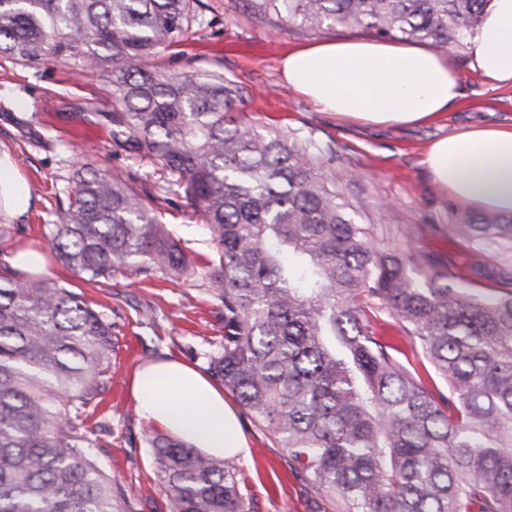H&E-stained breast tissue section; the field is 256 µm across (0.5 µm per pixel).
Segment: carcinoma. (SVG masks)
<instances>
[{"mask_svg": "<svg viewBox=\"0 0 512 512\" xmlns=\"http://www.w3.org/2000/svg\"><path fill=\"white\" fill-rule=\"evenodd\" d=\"M318 32L352 28L441 50L464 45L487 0H246ZM204 0H0V59L107 78L112 143L177 177L216 245L208 279L224 311L207 372L337 512H512V269L455 288L452 263L392 230L357 224L321 147L248 122L224 73L160 68ZM136 177L83 162L49 238L94 284L135 266L170 275L189 258ZM452 232L512 242L481 217ZM397 322L409 352L377 335ZM112 323L99 304L0 266V512H114L85 425L106 389ZM169 512H251L236 475L178 439H154Z\"/></svg>", "mask_w": 512, "mask_h": 512, "instance_id": "carcinoma-1", "label": "carcinoma"}]
</instances>
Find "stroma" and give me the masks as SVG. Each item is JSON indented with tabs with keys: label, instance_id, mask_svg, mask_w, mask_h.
Returning <instances> with one entry per match:
<instances>
[{
	"label": "stroma",
	"instance_id": "1",
	"mask_svg": "<svg viewBox=\"0 0 512 512\" xmlns=\"http://www.w3.org/2000/svg\"><path fill=\"white\" fill-rule=\"evenodd\" d=\"M213 26L178 38L159 59L177 70L209 68L220 62L226 77L244 90L243 109L264 130L312 135L331 145L342 163L336 187L366 203L360 221L417 224L418 245L456 262L462 286L486 284L494 267L473 271L471 251L449 230L473 212L461 208L435 184L423 162L427 146L462 127L512 123V86L489 87L470 67L467 48L453 51L462 95L436 120L420 125H369L318 111L282 81L280 60L287 51L317 40L359 38L357 30L332 28L311 33L280 17L252 20L244 0H207ZM107 84L97 74L73 75L50 62L32 69L0 60V153L13 160L34 205L23 216L0 214V263L19 247L48 248L61 202L77 169L76 158L91 151L96 167L109 174H135L168 231L192 265L178 276L113 273L91 285L57 261L47 274L60 284L98 301L112 324L111 385L88 407L92 453L112 480L117 512H169L157 477L151 444L158 427L139 412L132 393L135 371L172 356L206 371L224 334L216 290L204 277L215 253L204 224L189 208L174 177L154 174L149 159L112 144ZM249 446L248 458L230 457L229 469L242 479L252 512H336L335 503L307 486L280 448L242 407H235Z\"/></svg>",
	"mask_w": 512,
	"mask_h": 512
}]
</instances>
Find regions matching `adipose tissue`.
<instances>
[{
  "instance_id": "1",
  "label": "adipose tissue",
  "mask_w": 512,
  "mask_h": 512,
  "mask_svg": "<svg viewBox=\"0 0 512 512\" xmlns=\"http://www.w3.org/2000/svg\"><path fill=\"white\" fill-rule=\"evenodd\" d=\"M470 66L491 87L512 86V0H488L468 36ZM283 79L324 112L368 124L431 121L460 96L448 53L396 41L323 40L289 52ZM424 162L459 205L512 215V125L468 126L440 138ZM31 197L0 154V208L20 216ZM140 413L208 457H248L223 393L194 367L162 358L136 372Z\"/></svg>"
}]
</instances>
